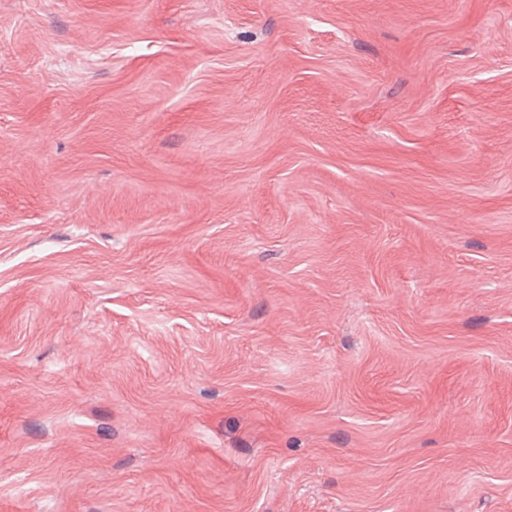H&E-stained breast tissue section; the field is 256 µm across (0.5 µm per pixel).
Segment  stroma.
<instances>
[{
    "instance_id": "35a3bbf8",
    "label": "stroma",
    "mask_w": 512,
    "mask_h": 512,
    "mask_svg": "<svg viewBox=\"0 0 512 512\" xmlns=\"http://www.w3.org/2000/svg\"><path fill=\"white\" fill-rule=\"evenodd\" d=\"M0 512H512V0H0Z\"/></svg>"
}]
</instances>
